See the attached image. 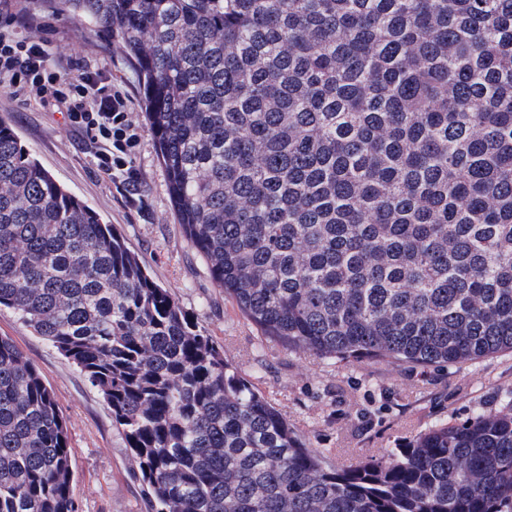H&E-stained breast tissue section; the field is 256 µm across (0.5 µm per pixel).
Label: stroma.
<instances>
[{"label": "stroma", "instance_id": "stroma-1", "mask_svg": "<svg viewBox=\"0 0 512 512\" xmlns=\"http://www.w3.org/2000/svg\"><path fill=\"white\" fill-rule=\"evenodd\" d=\"M17 3L45 27L61 55L77 53L111 68L112 82L138 125L133 147L137 195H128L96 172L88 143L67 129L62 114L34 102L19 103L0 89V117L58 184L113 225L142 267L223 346L225 357L311 448L325 452L332 464L348 465L402 447L435 423L499 407L502 390L512 388L510 353L455 366H396L324 360L262 336L211 281L204 260L186 239L145 125L138 71L116 39L47 13L41 0ZM1 335L37 367L66 421L78 512H148L131 454L101 393L13 310L0 309Z\"/></svg>", "mask_w": 512, "mask_h": 512}]
</instances>
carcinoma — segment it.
Here are the masks:
<instances>
[{"label":"carcinoma","mask_w":512,"mask_h":512,"mask_svg":"<svg viewBox=\"0 0 512 512\" xmlns=\"http://www.w3.org/2000/svg\"><path fill=\"white\" fill-rule=\"evenodd\" d=\"M115 37L176 215L261 334L324 359L512 353V0H45ZM0 307L102 394L150 512H512V388L332 466L0 119ZM0 336V512H77Z\"/></svg>","instance_id":"carcinoma-1"}]
</instances>
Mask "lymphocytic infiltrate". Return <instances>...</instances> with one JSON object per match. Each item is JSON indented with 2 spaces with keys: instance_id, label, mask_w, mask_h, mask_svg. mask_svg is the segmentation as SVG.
<instances>
[{
  "instance_id": "lymphocytic-infiltrate-1",
  "label": "lymphocytic infiltrate",
  "mask_w": 512,
  "mask_h": 512,
  "mask_svg": "<svg viewBox=\"0 0 512 512\" xmlns=\"http://www.w3.org/2000/svg\"><path fill=\"white\" fill-rule=\"evenodd\" d=\"M57 55V45L33 33L12 0H0V83L19 101L35 99L64 114L67 128L91 144V163L105 179L136 185V122L111 72L78 55L62 66Z\"/></svg>"
}]
</instances>
